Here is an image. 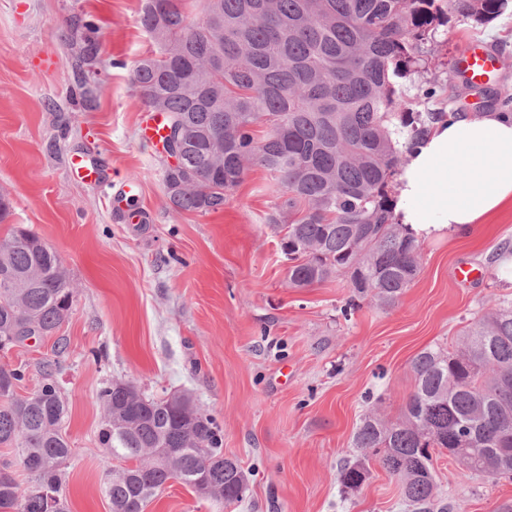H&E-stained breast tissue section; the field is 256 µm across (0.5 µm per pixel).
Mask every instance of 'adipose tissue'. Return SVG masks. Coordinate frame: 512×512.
<instances>
[{
  "label": "adipose tissue",
  "mask_w": 512,
  "mask_h": 512,
  "mask_svg": "<svg viewBox=\"0 0 512 512\" xmlns=\"http://www.w3.org/2000/svg\"><path fill=\"white\" fill-rule=\"evenodd\" d=\"M393 215L416 238L470 231L512 200V113L458 114L407 153Z\"/></svg>",
  "instance_id": "1"
}]
</instances>
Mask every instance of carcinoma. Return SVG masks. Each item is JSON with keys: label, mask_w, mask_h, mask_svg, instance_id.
<instances>
[{"label": "carcinoma", "mask_w": 512, "mask_h": 512, "mask_svg": "<svg viewBox=\"0 0 512 512\" xmlns=\"http://www.w3.org/2000/svg\"><path fill=\"white\" fill-rule=\"evenodd\" d=\"M145 0L140 23L155 49L135 62L139 102L177 122V167L163 184L177 212L224 209L228 193L250 168L267 171L282 192L268 221L284 231L292 265L288 285L309 288L341 275L349 307L369 300L390 306L419 272L421 244L393 222L394 178L405 153L424 142L449 113L410 112L437 99L422 45L456 19L487 24L512 0ZM88 24L75 23L68 41L81 71V95L94 85L86 69L97 61ZM264 134L257 135V129ZM15 277L0 288V328L48 336L66 318L72 281L60 256L35 233L15 225L0 236V271ZM56 362L42 364L38 396L15 395L25 369L0 366V446L13 448L38 473L18 491L8 460L0 462V512H60L64 461L72 448L64 431L68 410L53 379ZM414 386L403 417L390 423L370 411L354 433L360 457L340 468L352 491L370 475V461L399 481L413 512H448L435 478L434 455L465 474L512 476V302L501 301L471 322L461 344L418 353ZM99 439L114 470L104 493L111 512H144L167 479L191 486L208 474L211 497L243 500L248 478L224 463L218 426L202 412L188 417L173 393L143 403L113 384L100 394ZM133 425L123 434L113 419ZM176 449L173 473L142 463L147 449Z\"/></svg>", "instance_id": "carcinoma-1"}]
</instances>
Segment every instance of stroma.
Listing matches in <instances>:
<instances>
[{
  "label": "stroma",
  "mask_w": 512,
  "mask_h": 512,
  "mask_svg": "<svg viewBox=\"0 0 512 512\" xmlns=\"http://www.w3.org/2000/svg\"><path fill=\"white\" fill-rule=\"evenodd\" d=\"M143 0H0V192L20 224L58 252L73 283L72 307L51 336L0 350V365L24 367L27 396L54 358L68 408L72 454L63 473L69 512H111L103 488L113 464L99 442V393L130 381L149 397L186 393L211 417L224 453L248 475L242 502L227 506L173 481L145 512H411L397 480L372 467L359 491L339 470L359 451L361 418L400 420L413 388L410 363L428 347L454 348L474 317L512 301V205L470 235L421 242L420 271L399 302H363L344 314L342 277L288 285L282 232L267 222L277 185L247 172L222 211L174 212L160 143L137 101L130 71L151 51L140 27ZM93 21L101 74L94 107L72 95L70 19ZM476 40L496 56L490 83L512 112V16L461 23L440 34L432 72L449 112L482 113L454 71ZM94 152L96 184L74 176L68 158ZM139 188L142 224L113 212L122 184ZM481 270L459 285L457 264ZM448 503L495 512L512 502V479L461 478L448 456L436 463Z\"/></svg>",
  "instance_id": "obj_1"
}]
</instances>
